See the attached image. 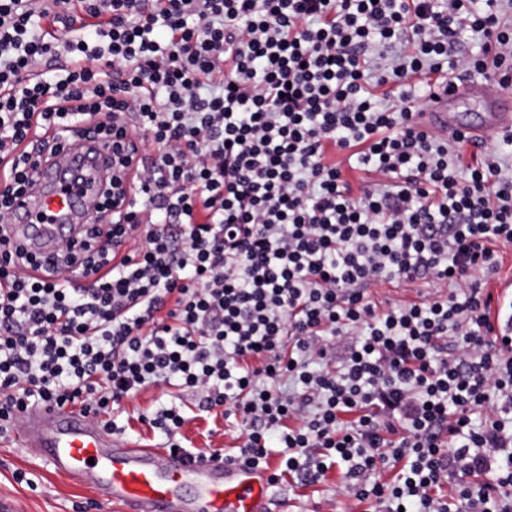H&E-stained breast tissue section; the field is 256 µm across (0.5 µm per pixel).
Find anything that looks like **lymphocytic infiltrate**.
<instances>
[{
    "label": "lymphocytic infiltrate",
    "instance_id": "f902f5d3",
    "mask_svg": "<svg viewBox=\"0 0 512 512\" xmlns=\"http://www.w3.org/2000/svg\"><path fill=\"white\" fill-rule=\"evenodd\" d=\"M511 8L0 0V225L67 136L112 145L106 222L47 266L0 237V423L77 406L116 434L123 399L179 386L233 418L227 462L278 455L274 481L337 467L372 512H512L487 289L512 177L419 122L453 72L512 89ZM420 280L434 297H370Z\"/></svg>",
    "mask_w": 512,
    "mask_h": 512
}]
</instances>
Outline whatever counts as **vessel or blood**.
Here are the masks:
<instances>
[{"mask_svg":"<svg viewBox=\"0 0 512 512\" xmlns=\"http://www.w3.org/2000/svg\"><path fill=\"white\" fill-rule=\"evenodd\" d=\"M495 104L477 122L463 121L456 102ZM422 124L444 139L463 136L480 146L512 129V108L494 81L461 82L428 99ZM111 147L72 137L33 170L27 191L14 203L7 234L41 260L59 244L77 238L83 225L97 223L100 192L111 174ZM21 448L56 473L96 494L100 512H269L272 473L216 456L187 458L168 449L124 442L80 411L44 406L30 410L19 429Z\"/></svg>","mask_w":512,"mask_h":512,"instance_id":"vessel-or-blood-1","label":"vessel or blood"}]
</instances>
